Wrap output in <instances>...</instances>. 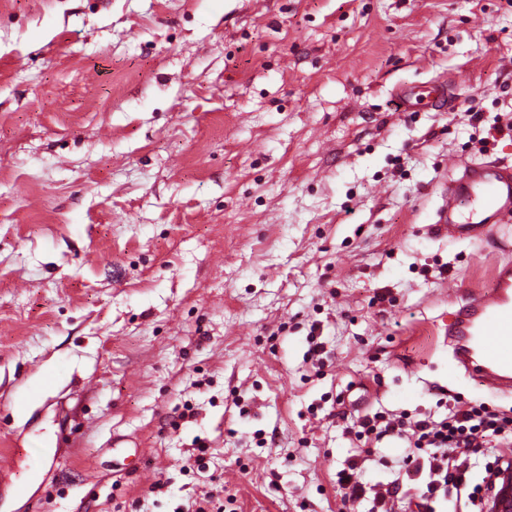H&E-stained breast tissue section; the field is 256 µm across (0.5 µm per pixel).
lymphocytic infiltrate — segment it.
I'll use <instances>...</instances> for the list:
<instances>
[{
	"instance_id": "obj_1",
	"label": "lymphocytic infiltrate",
	"mask_w": 512,
	"mask_h": 512,
	"mask_svg": "<svg viewBox=\"0 0 512 512\" xmlns=\"http://www.w3.org/2000/svg\"><path fill=\"white\" fill-rule=\"evenodd\" d=\"M353 427L357 440L370 444L389 439L404 447L402 471L384 490L370 492L358 480L357 460L337 471L343 501H371L368 512H395L396 503L412 494L419 499L420 512H435V502L451 492L456 495L455 512H483L496 471L486 468L481 481L471 483V452L482 447L499 460L512 451V413L458 398L440 418L425 415L409 421L377 411L359 417Z\"/></svg>"
}]
</instances>
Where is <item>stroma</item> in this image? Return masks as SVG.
<instances>
[{
	"label": "stroma",
	"instance_id": "35a3bbf8",
	"mask_svg": "<svg viewBox=\"0 0 512 512\" xmlns=\"http://www.w3.org/2000/svg\"><path fill=\"white\" fill-rule=\"evenodd\" d=\"M508 123L512 0H0V512H365L358 416L512 408L430 230ZM414 98L416 104L425 102V105L429 106L432 110L442 112L445 102L448 100V90L443 85L435 83L430 84L426 89H404L397 97L396 112H409L415 105L413 102Z\"/></svg>",
	"mask_w": 512,
	"mask_h": 512
}]
</instances>
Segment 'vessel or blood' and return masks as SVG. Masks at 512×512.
<instances>
[{"label":"vessel or blood","mask_w":512,"mask_h":512,"mask_svg":"<svg viewBox=\"0 0 512 512\" xmlns=\"http://www.w3.org/2000/svg\"><path fill=\"white\" fill-rule=\"evenodd\" d=\"M447 99V89L433 83L423 90H402L396 109L407 112L422 102L440 112ZM448 167V188L436 211L437 231L452 239L492 240L501 249L511 247L503 227L512 223V165L462 164L452 156ZM446 333L456 372L487 388L512 391L511 262L495 266L489 288L455 299Z\"/></svg>","instance_id":"obj_1"}]
</instances>
